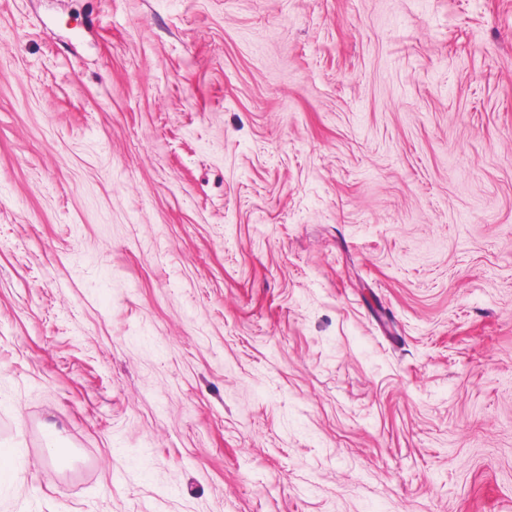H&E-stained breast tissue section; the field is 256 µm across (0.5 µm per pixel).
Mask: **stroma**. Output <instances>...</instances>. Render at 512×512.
Segmentation results:
<instances>
[{"label":"stroma","mask_w":512,"mask_h":512,"mask_svg":"<svg viewBox=\"0 0 512 512\" xmlns=\"http://www.w3.org/2000/svg\"><path fill=\"white\" fill-rule=\"evenodd\" d=\"M1 448L0 512H512V0H0Z\"/></svg>","instance_id":"1"}]
</instances>
